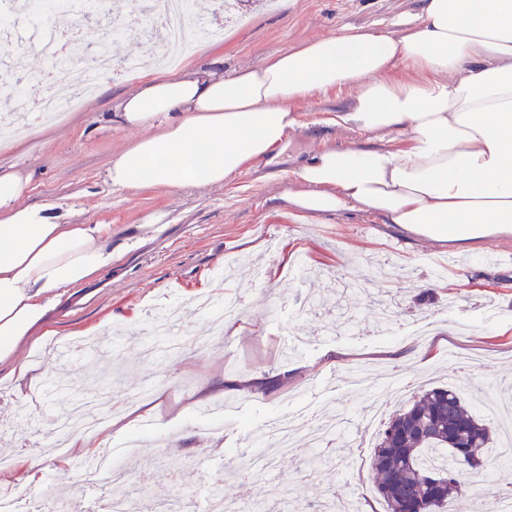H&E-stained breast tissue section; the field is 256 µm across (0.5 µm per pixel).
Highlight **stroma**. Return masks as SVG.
<instances>
[{
  "instance_id": "1",
  "label": "stroma",
  "mask_w": 512,
  "mask_h": 512,
  "mask_svg": "<svg viewBox=\"0 0 512 512\" xmlns=\"http://www.w3.org/2000/svg\"><path fill=\"white\" fill-rule=\"evenodd\" d=\"M213 39L189 32L193 49L175 69L162 67L149 32L126 36L133 0H103L98 19L70 8L45 10L41 22L64 39L78 38L77 60L111 43L132 75L102 73L99 89L79 110H65L53 124L0 144V171L28 177L25 203L73 205L78 224H108L112 243L137 237L110 272L62 291L35 342L18 351V365L0 367V487L25 493L37 512L44 485L82 498L79 472L94 454L70 449L61 456L46 438L54 419L77 397H109L117 413L96 448H112L139 433L144 444L118 461L127 487L139 493L149 474L148 503L175 495L172 477L184 471L204 494L221 484L225 497L256 500L262 492L280 501L278 512L302 504L339 503L357 497L362 512H386L369 473L368 459L381 431L362 432L361 412L383 401L385 414L402 408L429 387L451 386L476 404L512 383V238L479 246L446 247L414 236L381 215L355 209L317 217L288 203L297 186L289 172L324 145L343 146L360 133L323 124L345 108L351 93H319L304 106L306 126L269 163L257 164L222 186L121 191L106 169L116 154L146 136L143 128L101 122L147 73L207 70L222 60L225 71L264 64L273 56L343 28L389 25L414 14L420 0H288L266 7L240 0H200ZM12 47L0 48V116L15 97L40 101L58 86L34 78L44 66L27 28L16 16ZM161 211L166 227L154 232L146 217ZM392 280L389 289L348 294L354 329L341 327L335 302L298 316L301 300L326 295L349 279ZM240 302L237 322L219 320L220 297ZM392 297L395 314L379 323L378 299ZM364 368L371 384L350 391L351 369ZM59 378L67 393L46 394L45 380ZM277 381V388L245 391L240 382ZM227 405L222 431H214L196 393ZM208 402V403H209ZM316 415L334 409L347 439L336 440L319 467L306 439H296L266 479L231 468L243 452L271 455L269 440L242 445V429L286 419L300 407Z\"/></svg>"
}]
</instances>
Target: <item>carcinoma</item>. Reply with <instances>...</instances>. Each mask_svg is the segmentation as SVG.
Returning <instances> with one entry per match:
<instances>
[{
    "mask_svg": "<svg viewBox=\"0 0 512 512\" xmlns=\"http://www.w3.org/2000/svg\"><path fill=\"white\" fill-rule=\"evenodd\" d=\"M491 440L485 419L455 389L423 392L391 417L370 459L386 512H445L460 476L486 468Z\"/></svg>",
    "mask_w": 512,
    "mask_h": 512,
    "instance_id": "obj_1",
    "label": "carcinoma"
}]
</instances>
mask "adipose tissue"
Here are the masks:
<instances>
[{
  "mask_svg": "<svg viewBox=\"0 0 512 512\" xmlns=\"http://www.w3.org/2000/svg\"><path fill=\"white\" fill-rule=\"evenodd\" d=\"M350 89L330 124L389 146L327 147L292 172L310 214L360 208L438 242L512 233V0H422L400 28H345L234 73L147 78L105 122L147 129L112 157L114 188L215 186L281 150L299 104ZM0 171V365L43 327L59 290L111 270L108 224L29 205Z\"/></svg>",
  "mask_w": 512,
  "mask_h": 512,
  "instance_id": "obj_1",
  "label": "adipose tissue"
}]
</instances>
